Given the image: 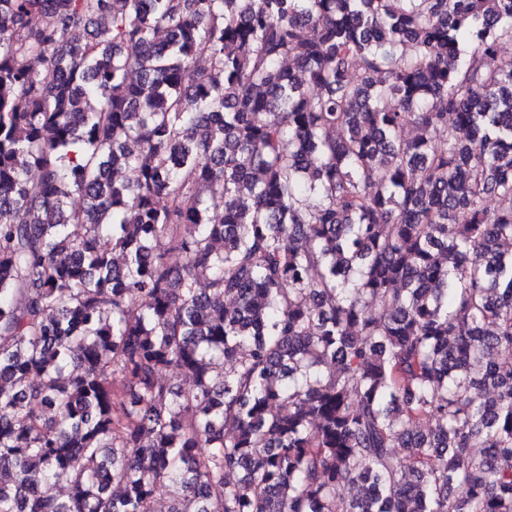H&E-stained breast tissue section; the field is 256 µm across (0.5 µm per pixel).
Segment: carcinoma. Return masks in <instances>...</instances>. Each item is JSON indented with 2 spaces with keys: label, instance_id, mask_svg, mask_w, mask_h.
I'll return each instance as SVG.
<instances>
[{
  "label": "carcinoma",
  "instance_id": "1",
  "mask_svg": "<svg viewBox=\"0 0 512 512\" xmlns=\"http://www.w3.org/2000/svg\"><path fill=\"white\" fill-rule=\"evenodd\" d=\"M507 42L512 0H0V512H512Z\"/></svg>",
  "mask_w": 512,
  "mask_h": 512
}]
</instances>
